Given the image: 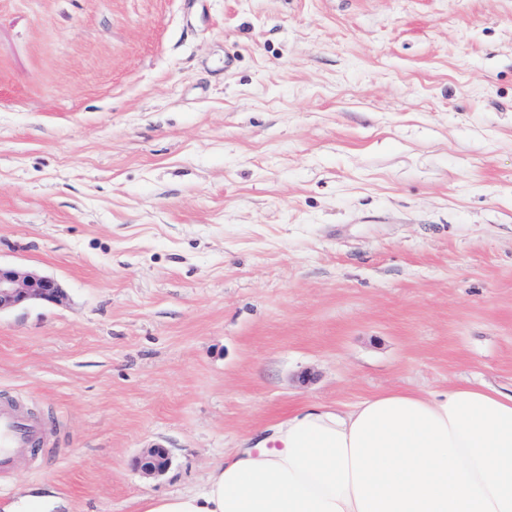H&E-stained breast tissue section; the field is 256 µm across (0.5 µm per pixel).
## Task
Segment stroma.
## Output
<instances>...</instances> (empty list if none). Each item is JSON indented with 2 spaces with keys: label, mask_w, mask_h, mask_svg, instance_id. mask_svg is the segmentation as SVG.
<instances>
[{
  "label": "stroma",
  "mask_w": 512,
  "mask_h": 512,
  "mask_svg": "<svg viewBox=\"0 0 512 512\" xmlns=\"http://www.w3.org/2000/svg\"><path fill=\"white\" fill-rule=\"evenodd\" d=\"M0 476L201 488L288 410L512 389V0H0ZM167 448L169 468L134 461ZM63 289L53 277L0 264V311L22 307L32 301L57 303ZM40 438L37 426L9 403H0V472L11 470V448H26ZM136 468L144 476L155 477L163 474L170 466L171 460L167 448H148L136 459Z\"/></svg>",
  "instance_id": "1"
}]
</instances>
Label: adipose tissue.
<instances>
[{"label": "adipose tissue", "mask_w": 512, "mask_h": 512, "mask_svg": "<svg viewBox=\"0 0 512 512\" xmlns=\"http://www.w3.org/2000/svg\"><path fill=\"white\" fill-rule=\"evenodd\" d=\"M142 512H512V391L388 390L288 411Z\"/></svg>", "instance_id": "1"}]
</instances>
